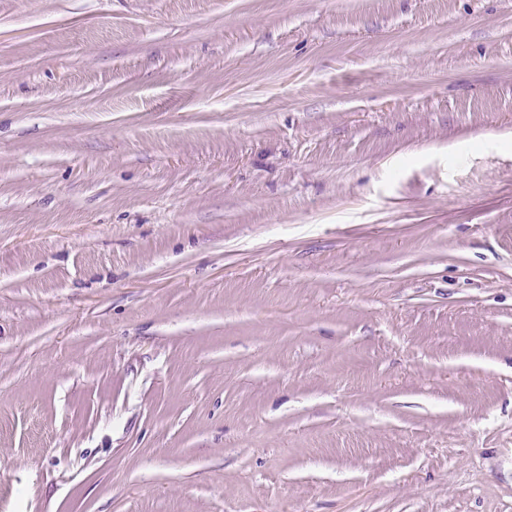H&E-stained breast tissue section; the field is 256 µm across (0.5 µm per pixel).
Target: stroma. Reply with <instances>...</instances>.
Instances as JSON below:
<instances>
[{"mask_svg": "<svg viewBox=\"0 0 512 512\" xmlns=\"http://www.w3.org/2000/svg\"><path fill=\"white\" fill-rule=\"evenodd\" d=\"M0 512H512V0H0Z\"/></svg>", "mask_w": 512, "mask_h": 512, "instance_id": "stroma-1", "label": "stroma"}]
</instances>
